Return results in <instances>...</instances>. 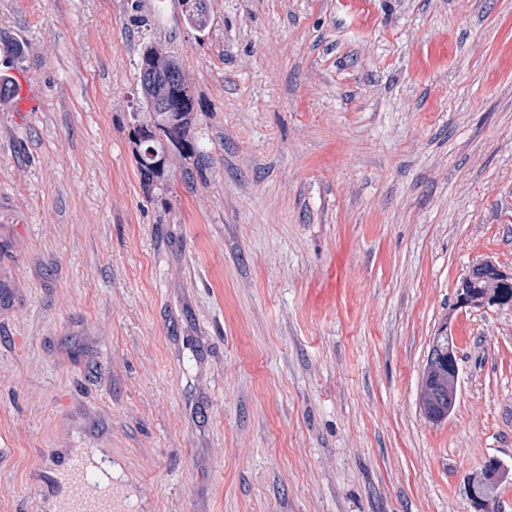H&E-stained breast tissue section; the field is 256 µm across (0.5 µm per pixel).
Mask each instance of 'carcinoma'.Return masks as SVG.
<instances>
[{"mask_svg": "<svg viewBox=\"0 0 512 512\" xmlns=\"http://www.w3.org/2000/svg\"><path fill=\"white\" fill-rule=\"evenodd\" d=\"M182 3L187 22L206 27L205 0ZM138 71L130 135L141 184L149 193L168 187L173 155L196 158L201 151L194 136V94L182 60L148 42L140 52Z\"/></svg>", "mask_w": 512, "mask_h": 512, "instance_id": "carcinoma-1", "label": "carcinoma"}]
</instances>
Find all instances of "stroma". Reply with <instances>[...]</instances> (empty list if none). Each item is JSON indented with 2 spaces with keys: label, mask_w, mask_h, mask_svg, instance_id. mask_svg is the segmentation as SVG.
<instances>
[{
  "label": "stroma",
  "mask_w": 512,
  "mask_h": 512,
  "mask_svg": "<svg viewBox=\"0 0 512 512\" xmlns=\"http://www.w3.org/2000/svg\"><path fill=\"white\" fill-rule=\"evenodd\" d=\"M206 4L0 0V512H56L78 453L112 512H475L512 467V307L453 304L512 267V0ZM147 42L204 151L150 195ZM489 275H493L508 284L512 282V269H505L488 259L476 261L469 267L461 281L460 287L457 289L455 302L456 310H483L495 306H511V301L500 298L490 290L484 294L476 293L474 288H477V290L481 292L484 288H502L506 293L512 296V288L505 287L496 278L490 277L483 279ZM470 284L473 285L469 288ZM432 357L422 372L420 404L426 417L442 422L452 412L459 377V353L445 325L432 340ZM509 479V470L496 459L489 460L483 473L469 482V492L477 511H487L491 504V492Z\"/></svg>",
  "instance_id": "stroma-1"
}]
</instances>
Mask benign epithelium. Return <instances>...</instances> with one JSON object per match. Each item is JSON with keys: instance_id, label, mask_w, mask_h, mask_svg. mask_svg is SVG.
Returning <instances> with one entry per match:
<instances>
[{"instance_id": "benign-epithelium-1", "label": "benign epithelium", "mask_w": 512, "mask_h": 512, "mask_svg": "<svg viewBox=\"0 0 512 512\" xmlns=\"http://www.w3.org/2000/svg\"><path fill=\"white\" fill-rule=\"evenodd\" d=\"M493 275L512 282V269H505L492 260L474 262L464 275L456 293V309L474 310L503 307L512 303L492 291L478 294L470 285ZM432 357L422 372L420 380V404L426 417L435 423L442 422L452 412L456 400L459 377V353L448 327H443L432 340ZM509 479V470L498 460L492 459L483 473L469 482V492L479 512H486L491 504L492 490Z\"/></svg>"}]
</instances>
